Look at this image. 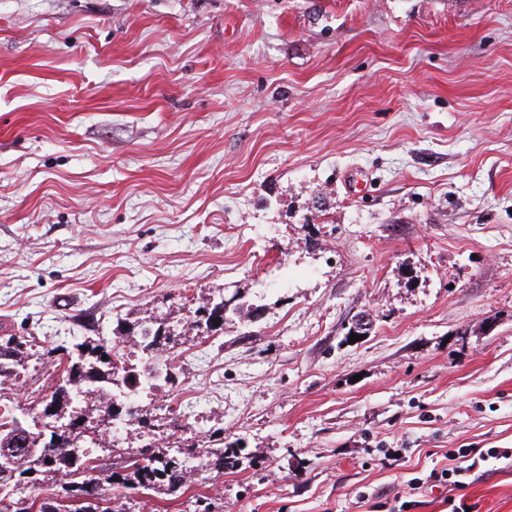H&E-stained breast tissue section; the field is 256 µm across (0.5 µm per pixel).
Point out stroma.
Masks as SVG:
<instances>
[{
	"instance_id": "obj_1",
	"label": "stroma",
	"mask_w": 512,
	"mask_h": 512,
	"mask_svg": "<svg viewBox=\"0 0 512 512\" xmlns=\"http://www.w3.org/2000/svg\"><path fill=\"white\" fill-rule=\"evenodd\" d=\"M219 295L260 312L189 329ZM150 319L165 449L178 400L244 462L99 449L119 512H450L430 471L512 448V0H0V337ZM147 464L141 466L138 461L128 459L125 461L127 473L124 475L111 474L109 478H117L123 486L133 483L145 491L158 492L162 490L176 491L185 488L188 483L187 470L179 459L170 457L168 453H150L146 449L142 452Z\"/></svg>"
}]
</instances>
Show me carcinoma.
<instances>
[{
    "instance_id": "obj_1",
    "label": "carcinoma",
    "mask_w": 512,
    "mask_h": 512,
    "mask_svg": "<svg viewBox=\"0 0 512 512\" xmlns=\"http://www.w3.org/2000/svg\"><path fill=\"white\" fill-rule=\"evenodd\" d=\"M35 343L11 336L0 342V386L11 378L21 377L29 358L28 348ZM59 355L68 366L58 377L50 393L42 397L43 410L54 409L52 415L68 423L87 422L97 413L98 424L112 415L113 397L135 385L137 369L127 368L118 374L112 365L114 354L107 342L89 345L72 341L50 350H43L48 358ZM84 435L64 429L54 421L31 418L25 413L14 415L11 421L0 422V512H115L112 498L99 493L95 482L82 475L86 464L73 467L74 458H87ZM206 458L216 468L236 467L242 457L229 461L223 448L204 449ZM146 465L133 459L126 460L127 473L117 476V482L130 483L145 491H176L187 486V470L181 461L164 452L143 451ZM69 472L62 489L61 500L23 496V490L42 478H57L61 470Z\"/></svg>"
}]
</instances>
